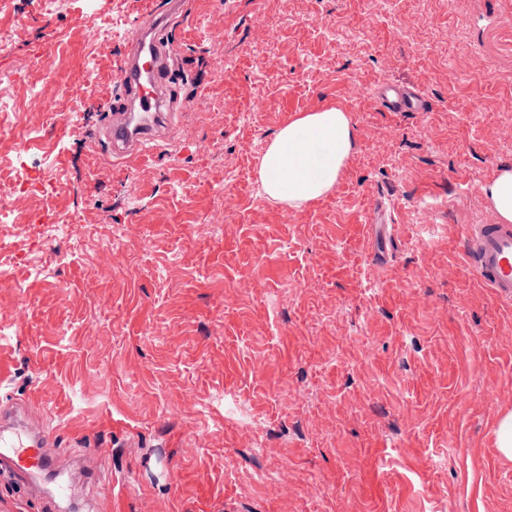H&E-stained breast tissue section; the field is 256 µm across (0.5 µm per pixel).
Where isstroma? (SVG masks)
<instances>
[{"instance_id": "obj_1", "label": "stroma", "mask_w": 512, "mask_h": 512, "mask_svg": "<svg viewBox=\"0 0 512 512\" xmlns=\"http://www.w3.org/2000/svg\"><path fill=\"white\" fill-rule=\"evenodd\" d=\"M157 2L0 0V97L32 136L0 138V401L56 432L53 512H512V303L465 260L512 167V0H187L183 108L115 160L72 96L116 97ZM395 84L428 111H386ZM329 105L355 129L334 189L260 196L278 129ZM23 163L51 202L11 194Z\"/></svg>"}]
</instances>
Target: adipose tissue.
<instances>
[{
	"instance_id": "adipose-tissue-1",
	"label": "adipose tissue",
	"mask_w": 512,
	"mask_h": 512,
	"mask_svg": "<svg viewBox=\"0 0 512 512\" xmlns=\"http://www.w3.org/2000/svg\"><path fill=\"white\" fill-rule=\"evenodd\" d=\"M354 144L348 114L333 106L282 126L259 162L262 193L299 208L332 191Z\"/></svg>"
}]
</instances>
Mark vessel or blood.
Segmentation results:
<instances>
[{"instance_id": "b4317fda", "label": "vessel or blood", "mask_w": 512, "mask_h": 512, "mask_svg": "<svg viewBox=\"0 0 512 512\" xmlns=\"http://www.w3.org/2000/svg\"><path fill=\"white\" fill-rule=\"evenodd\" d=\"M166 29L160 22L135 27L116 61V75L125 96L112 107L106 137L116 155L145 149L156 141L160 127L177 108L167 95L169 72ZM391 112H424L426 101L403 86L385 87L378 96ZM466 261L483 287L500 300L512 301V224H474L467 236ZM14 418L10 406L0 407V465L15 475L31 479L53 468L51 446L55 435L36 431L30 436L8 437L3 433Z\"/></svg>"}]
</instances>
